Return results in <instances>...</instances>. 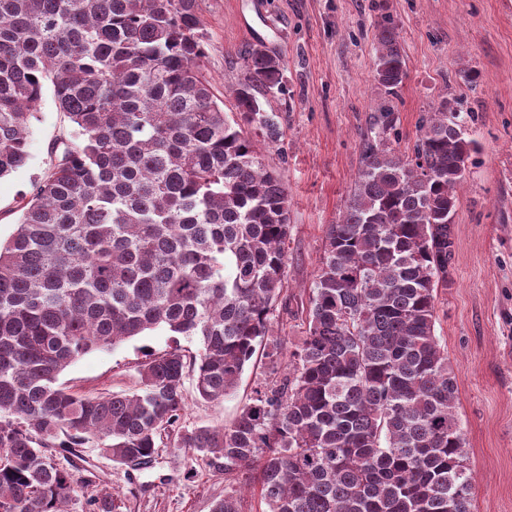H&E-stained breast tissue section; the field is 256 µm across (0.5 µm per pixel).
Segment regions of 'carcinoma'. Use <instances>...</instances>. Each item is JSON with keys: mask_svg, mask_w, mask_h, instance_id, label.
Returning a JSON list of instances; mask_svg holds the SVG:
<instances>
[{"mask_svg": "<svg viewBox=\"0 0 512 512\" xmlns=\"http://www.w3.org/2000/svg\"><path fill=\"white\" fill-rule=\"evenodd\" d=\"M201 0H0V179L25 167L45 87L74 130L51 147L10 240L0 244V512H116L53 454L88 440L146 464L167 431L224 472L212 512H472L457 382L435 334L452 285L457 188L473 141L443 100L409 157L384 107L364 140L341 219L326 228L293 370L228 426L183 424L186 384L232 395L256 347L282 357L272 323L284 291L288 193L245 127L281 140L267 95L282 63L244 57L236 112L204 73ZM374 79L397 94L406 59L376 27ZM163 328L200 337L198 358L149 359L139 386L83 397L59 375L75 360Z\"/></svg>", "mask_w": 512, "mask_h": 512, "instance_id": "carcinoma-1", "label": "carcinoma"}]
</instances>
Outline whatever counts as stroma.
I'll use <instances>...</instances> for the list:
<instances>
[{
	"mask_svg": "<svg viewBox=\"0 0 512 512\" xmlns=\"http://www.w3.org/2000/svg\"><path fill=\"white\" fill-rule=\"evenodd\" d=\"M391 19L407 61L397 96L374 78V33ZM205 72L225 112L243 81L244 52L260 44L284 65L278 144L258 141L288 187V291L273 333L291 354L305 334L310 288L327 225L336 223L360 167L361 140L375 115L393 106L396 151L409 155L420 118L447 100L469 112L476 149L457 191L451 288L440 291L435 334L457 378L456 409L474 480L473 512H512V0H202ZM68 128L52 94L32 122L30 160L0 179V242L16 230L20 207ZM180 348L197 355V337L155 329L67 367L59 381L86 395L123 393L152 356ZM255 353L236 391L213 405L189 397L187 427L230 423L269 379ZM82 455L118 512H211L224 496V474L206 458H184L162 438L152 462L120 465L86 443Z\"/></svg>",
	"mask_w": 512,
	"mask_h": 512,
	"instance_id": "stroma-1",
	"label": "stroma"
}]
</instances>
